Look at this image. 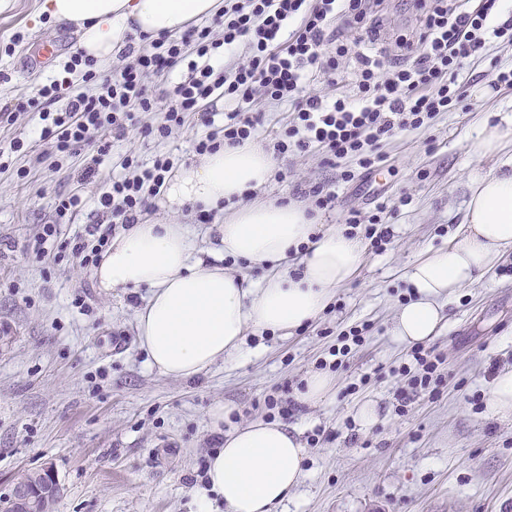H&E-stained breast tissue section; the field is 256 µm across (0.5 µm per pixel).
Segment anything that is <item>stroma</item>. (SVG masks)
<instances>
[{"label":"stroma","mask_w":512,"mask_h":512,"mask_svg":"<svg viewBox=\"0 0 512 512\" xmlns=\"http://www.w3.org/2000/svg\"><path fill=\"white\" fill-rule=\"evenodd\" d=\"M42 4L11 0L0 11V106L30 93L34 81L49 82L75 54L76 25L55 22ZM16 33L24 43L11 54L5 45ZM52 42L53 55L30 69ZM486 52L497 69L472 65L474 84L454 108L383 142L388 161L376 186L385 196L370 193L352 158L335 168L312 154L275 161L286 177L269 179L259 198L290 199L297 184L330 182L336 203L320 210L316 232L356 208L379 214L391 240L380 252L364 247L355 278L317 319L290 336L248 335L241 356L190 379L161 376L139 347L136 314L146 289L104 291L94 269L82 268L63 244L94 222L101 180L119 172L125 155L148 163L170 154L190 167L204 127L189 123L160 141L130 130L103 157L99 180L81 184L77 172L94 147L52 168L10 150L14 139L38 140L37 120L23 114L0 124L7 163L0 169V499L23 471L47 461L63 485L53 512H199L204 499L226 512L202 475L216 436L211 410L223 407L227 431L278 420L268 400L298 399L304 376L320 371L335 389L287 421L305 447V477L280 512H512V420L486 406L497 373L512 368V257L463 290L445 328L428 341L442 357L436 393L400 399L419 367L392 332L410 295L405 269L447 239L470 182L488 167L472 141L512 111V87L491 86L497 71L512 70V46L493 40ZM344 170L351 181H341ZM72 193L84 207L58 217V199ZM383 198L397 213H377ZM46 224L57 234L39 261L28 246ZM117 336L126 342L119 351ZM367 400L378 421L364 428L355 410Z\"/></svg>","instance_id":"stroma-1"}]
</instances>
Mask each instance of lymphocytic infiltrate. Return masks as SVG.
Segmentation results:
<instances>
[{
    "instance_id": "obj_1",
    "label": "lymphocytic infiltrate",
    "mask_w": 512,
    "mask_h": 512,
    "mask_svg": "<svg viewBox=\"0 0 512 512\" xmlns=\"http://www.w3.org/2000/svg\"><path fill=\"white\" fill-rule=\"evenodd\" d=\"M496 2L485 0L471 11L463 0H417L418 28L398 35L390 51L380 45L381 0H224L211 25L190 26L177 39L161 34L143 47L126 46L131 63L110 75L86 71L88 90L65 79L36 86L0 107V123L11 122L19 112L38 114L40 138L50 144L49 153L36 155L41 163L49 155L61 160L80 154L92 143L98 154H107L113 141L132 128L143 138L165 140L193 119L207 129L194 145L195 154L204 156L251 139L264 122L263 112L253 107L260 94L288 104L291 112L272 145L274 156L315 148L325 165L352 157L370 173L382 162V140L422 127L464 97L462 75L484 58L487 37L512 45V17L492 22ZM216 28L222 39H213ZM351 30L356 33L352 39L347 36ZM190 44L195 47L191 56L184 51ZM240 44L245 53L234 56ZM220 47L230 58L217 69L205 58ZM351 57L359 65L353 96L307 93V83L320 75L335 78L342 61ZM180 67L188 74L166 90L169 104L162 122L141 121V114L156 105L153 79ZM211 98L224 103L223 123L203 109ZM173 165L164 154L148 166L130 156L122 160V175L105 184L99 196L111 215L109 223L89 225L66 243L81 267L98 262L117 225L145 222ZM90 236L96 237V246L87 245Z\"/></svg>"
}]
</instances>
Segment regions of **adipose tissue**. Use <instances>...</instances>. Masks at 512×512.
<instances>
[{
  "mask_svg": "<svg viewBox=\"0 0 512 512\" xmlns=\"http://www.w3.org/2000/svg\"><path fill=\"white\" fill-rule=\"evenodd\" d=\"M224 0H45L56 21L75 24L78 52L112 61L128 36L175 35L187 24L216 15ZM489 170L476 179L460 224L446 244L426 249L405 274L413 291L395 317L394 334L413 344L443 328L452 295L470 287L512 254V116L472 144ZM273 161L253 142L224 146L166 181V210L191 204L205 209L239 199L219 225L225 256L264 274L225 271L197 256L192 230L164 220L134 224L102 252L100 288H144L136 316L139 343L150 366L165 377L188 379L241 353L247 332L292 334L330 305L337 287L352 280L362 258L358 238L336 227L315 236L314 218L291 201L243 203L261 187ZM300 253L293 276L288 257ZM305 448L297 433L256 420L228 432L207 464V482L227 512H278L304 476Z\"/></svg>",
  "mask_w": 512,
  "mask_h": 512,
  "instance_id": "1",
  "label": "adipose tissue"
}]
</instances>
